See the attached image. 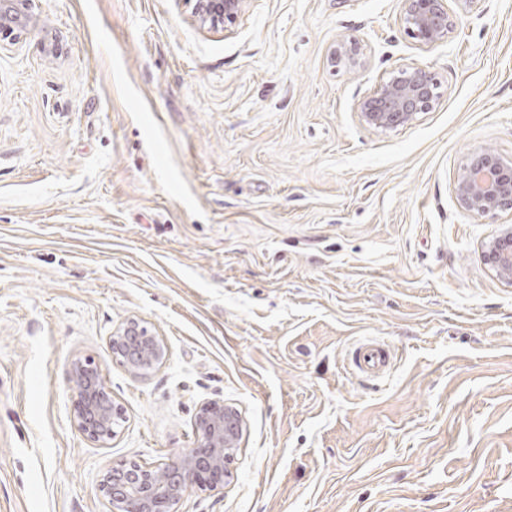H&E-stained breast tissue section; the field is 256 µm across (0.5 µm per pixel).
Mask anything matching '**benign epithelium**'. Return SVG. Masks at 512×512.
<instances>
[{"instance_id": "benign-epithelium-1", "label": "benign epithelium", "mask_w": 512, "mask_h": 512, "mask_svg": "<svg viewBox=\"0 0 512 512\" xmlns=\"http://www.w3.org/2000/svg\"><path fill=\"white\" fill-rule=\"evenodd\" d=\"M195 19L210 28L225 26L241 11L245 0H185ZM401 20L409 36L424 46L448 40L453 23L447 0H401ZM336 66L363 67V52L356 41L341 40L332 50ZM435 75L420 67H401L373 96L361 99L357 112L362 122L377 129H394L431 111L440 98ZM461 207L479 215L512 209V159L492 150L475 154L454 186ZM482 260L504 280L512 282V225L504 226L482 249ZM114 358L135 375H144L166 357L163 340L136 319L128 320L108 337ZM75 393L73 420L90 442L106 447L116 436L122 410L112 402L98 365L90 357L72 365ZM196 442L172 463L131 461L107 471L99 491L108 512H176L189 488L204 480L216 490L224 486L238 448L243 421L238 410L220 399L204 402L195 423Z\"/></svg>"}]
</instances>
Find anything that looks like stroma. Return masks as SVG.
I'll list each match as a JSON object with an SVG mask.
<instances>
[{
    "instance_id": "stroma-1",
    "label": "stroma",
    "mask_w": 512,
    "mask_h": 512,
    "mask_svg": "<svg viewBox=\"0 0 512 512\" xmlns=\"http://www.w3.org/2000/svg\"><path fill=\"white\" fill-rule=\"evenodd\" d=\"M400 10L245 0L209 29L184 0H35L0 42V512H106L103 474L176 459L210 399L239 447L179 512H512V285L480 257L512 210L454 193L475 152L512 158V0L432 47ZM407 65L438 104L363 123ZM130 318L166 343L146 375L107 344ZM371 340L395 358L366 377ZM85 356L125 412L107 448L72 419ZM331 59L336 67L343 66L349 70L363 67V52L356 41H338L332 50Z\"/></svg>"
}]
</instances>
